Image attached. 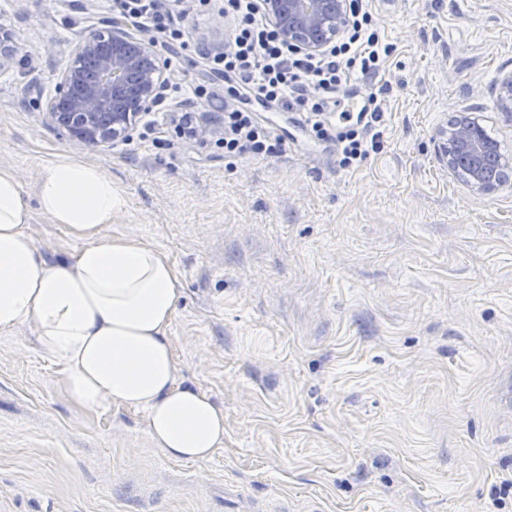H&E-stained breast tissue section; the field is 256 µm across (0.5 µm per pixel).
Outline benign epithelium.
Listing matches in <instances>:
<instances>
[{
    "label": "benign epithelium",
    "mask_w": 512,
    "mask_h": 512,
    "mask_svg": "<svg viewBox=\"0 0 512 512\" xmlns=\"http://www.w3.org/2000/svg\"><path fill=\"white\" fill-rule=\"evenodd\" d=\"M281 37L296 50L320 54L343 32L349 20V0H263ZM10 33L0 32V69L15 61ZM174 79L156 43L114 20L107 43L91 31L72 51L47 105L49 118L66 128L84 146L129 141L139 119L158 110L163 89ZM500 110L512 122V75L502 82ZM448 167L481 190L498 187L496 172L508 162L497 141L470 112L454 116L444 147Z\"/></svg>",
    "instance_id": "benign-epithelium-1"
}]
</instances>
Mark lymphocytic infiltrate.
<instances>
[{"label": "lymphocytic infiltrate", "instance_id": "lymphocytic-infiltrate-1", "mask_svg": "<svg viewBox=\"0 0 512 512\" xmlns=\"http://www.w3.org/2000/svg\"><path fill=\"white\" fill-rule=\"evenodd\" d=\"M122 17L138 20L164 37L171 46L183 45L185 29L175 20L181 0H113ZM350 23L320 55L297 52L280 37L261 0H224V15L231 22L224 51L210 60L213 72L234 81L254 101L283 112L306 113V131L319 141L336 140L340 162L352 167L377 149L374 129L382 120L379 92H372L363 106L366 123H346L330 134L324 113L340 108L338 94L350 75L376 78L391 54L379 31L368 0H349ZM224 154L255 157L277 153L280 141L251 109H224Z\"/></svg>", "mask_w": 512, "mask_h": 512}]
</instances>
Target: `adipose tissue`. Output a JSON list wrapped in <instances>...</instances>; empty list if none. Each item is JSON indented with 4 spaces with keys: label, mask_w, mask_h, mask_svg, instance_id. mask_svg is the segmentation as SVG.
Masks as SVG:
<instances>
[{
    "label": "adipose tissue",
    "mask_w": 512,
    "mask_h": 512,
    "mask_svg": "<svg viewBox=\"0 0 512 512\" xmlns=\"http://www.w3.org/2000/svg\"><path fill=\"white\" fill-rule=\"evenodd\" d=\"M124 207L111 177L90 164L45 167L32 200L0 168V334L34 326L73 403L141 412L155 447L205 462L224 445V407L180 380L170 328L181 284L166 253L103 235ZM37 211L82 239L71 259L52 262L37 248L28 232Z\"/></svg>",
    "instance_id": "1"
}]
</instances>
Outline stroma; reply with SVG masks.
<instances>
[{"label":"stroma","instance_id":"stroma-1","mask_svg":"<svg viewBox=\"0 0 512 512\" xmlns=\"http://www.w3.org/2000/svg\"><path fill=\"white\" fill-rule=\"evenodd\" d=\"M370 7L392 53L350 86L383 88L381 147L344 168L274 109L279 153L225 157L242 99L208 66L229 32L216 6L161 46L179 90L154 128L77 145L46 104L112 0H0L31 65L0 69V167L29 195L61 159L111 175L126 206L104 233L168 255L181 379L224 406L223 448L174 460L140 412L72 404L33 328L0 335V512H512V178L486 192L440 158L465 111L512 156V0ZM29 232L52 261L82 247L38 212Z\"/></svg>","mask_w":512,"mask_h":512}]
</instances>
